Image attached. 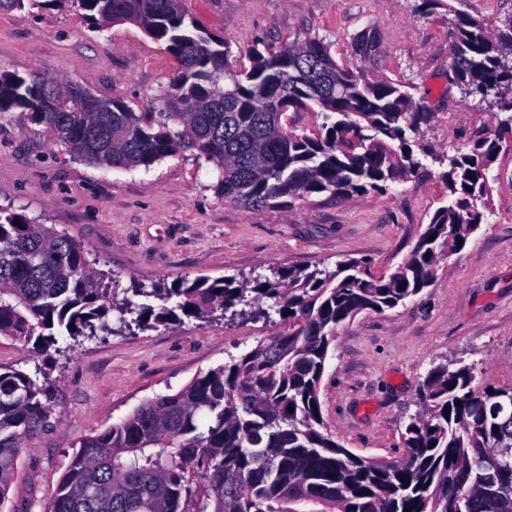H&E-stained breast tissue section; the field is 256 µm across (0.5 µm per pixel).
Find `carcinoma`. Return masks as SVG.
Wrapping results in <instances>:
<instances>
[{"label":"carcinoma","mask_w":512,"mask_h":512,"mask_svg":"<svg viewBox=\"0 0 512 512\" xmlns=\"http://www.w3.org/2000/svg\"><path fill=\"white\" fill-rule=\"evenodd\" d=\"M101 29L139 26L179 68L155 112L101 99L86 112L81 86L0 71V118L19 109L53 143L90 164L148 168L188 154L214 165L224 201L287 208L314 194L385 196L417 168L415 135L431 121L411 86L381 73L358 75L316 38L273 51L255 47L249 67L227 61L224 38L185 22L182 0H69ZM454 18L448 79L496 106L512 129V15L491 29L447 0ZM353 55L378 65L381 38L357 34ZM322 118L318 130L289 127V110ZM485 133L447 157L448 203L438 207L410 254L389 273L367 258L332 271L293 268L270 277H206L118 298L84 250L53 224L0 209V337L36 352L71 349L118 322L152 330L180 316L269 318L287 328L251 351L159 394L80 442L45 512H512V424L496 412L512 387L473 385V366L434 367L419 410L401 433L403 454L363 458L325 426L319 387L336 327L363 311L393 309L433 281L441 260L461 252L485 221L492 165L503 150ZM142 297L144 301H133ZM461 405H456V402ZM48 388L20 370L0 371V509L25 442L49 426Z\"/></svg>","instance_id":"1"}]
</instances>
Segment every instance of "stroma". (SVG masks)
I'll return each mask as SVG.
<instances>
[{
	"label": "stroma",
	"mask_w": 512,
	"mask_h": 512,
	"mask_svg": "<svg viewBox=\"0 0 512 512\" xmlns=\"http://www.w3.org/2000/svg\"><path fill=\"white\" fill-rule=\"evenodd\" d=\"M415 0H183L189 18L223 37L228 60L247 66L258 43L280 49L319 38L338 63L367 69L350 45L362 30L382 39L380 68L413 86L432 112L410 178L387 195L315 194L286 209L224 202L213 165L170 157L150 168L88 164L53 144L21 111L0 120V207L53 224L84 247L93 268L118 281L172 283L270 275L272 270H334L346 256L376 273L400 264L434 211L445 204L442 162L474 136L495 131L492 108L448 82V12L427 16ZM178 68L137 25L95 30L83 10L31 0L0 11V69L69 80L94 95L153 112ZM487 222L464 250L441 261L428 288L405 305L366 311L341 324L320 383L325 425L337 441L370 459L402 453L401 433L418 408L420 386L444 363L475 365L477 385L512 386V146L493 165ZM279 315L232 325L182 318L155 330L84 339L73 349L37 353L0 338V367L46 372L53 426L22 449L7 512H43L77 441L172 393L197 374L279 334Z\"/></svg>",
	"instance_id": "stroma-1"
}]
</instances>
